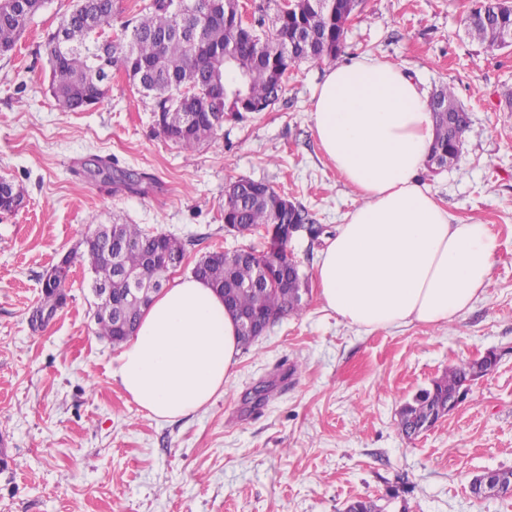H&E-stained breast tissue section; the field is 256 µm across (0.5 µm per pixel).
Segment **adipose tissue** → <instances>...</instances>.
<instances>
[{
    "instance_id": "ef3b65f1",
    "label": "adipose tissue",
    "mask_w": 512,
    "mask_h": 512,
    "mask_svg": "<svg viewBox=\"0 0 512 512\" xmlns=\"http://www.w3.org/2000/svg\"><path fill=\"white\" fill-rule=\"evenodd\" d=\"M312 118L359 197L317 267L325 308L367 331L468 312L486 294L497 243L486 225L455 222L420 180L434 139L425 93L406 71L358 57L326 69ZM239 354L223 297L186 276L156 295L114 376L151 417L172 421L223 392Z\"/></svg>"
}]
</instances>
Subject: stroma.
<instances>
[{"label": "stroma", "instance_id": "stroma-1", "mask_svg": "<svg viewBox=\"0 0 512 512\" xmlns=\"http://www.w3.org/2000/svg\"><path fill=\"white\" fill-rule=\"evenodd\" d=\"M475 0H362L338 57L403 66L424 91L445 84L471 130L453 166L423 170L437 202L486 224L498 245L485 298L463 317L367 332L311 292L241 350L222 395L173 422L150 418L113 371L120 353L96 333L85 267L44 327L29 312L46 271L102 224L178 238L190 275L212 251L262 239L224 226V188L266 182L322 229L289 249L308 280L356 199L324 157L311 98L327 68L306 62L282 98L224 124L187 153L160 134L151 102L116 72L88 112L57 108L44 42L71 0H46L16 49L0 56V177L25 192L0 212V512H343L356 497L384 512H512V496L473 498L474 476L512 469V47L468 36ZM139 173L90 179L85 162ZM495 351L494 369L428 431L406 439L401 407L450 365Z\"/></svg>", "mask_w": 512, "mask_h": 512}]
</instances>
